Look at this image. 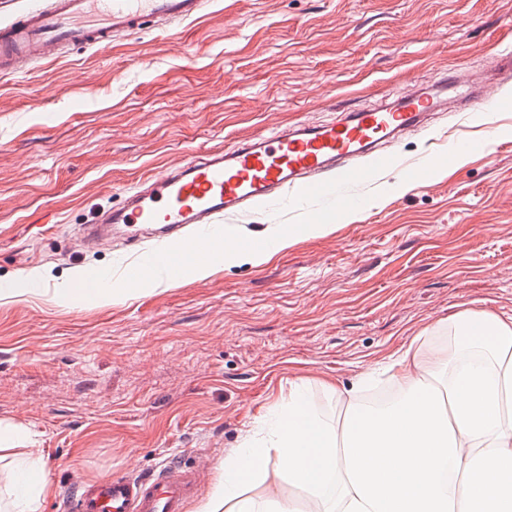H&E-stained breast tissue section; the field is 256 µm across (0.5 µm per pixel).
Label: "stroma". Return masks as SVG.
Segmentation results:
<instances>
[{
	"label": "stroma",
	"instance_id": "1",
	"mask_svg": "<svg viewBox=\"0 0 512 512\" xmlns=\"http://www.w3.org/2000/svg\"><path fill=\"white\" fill-rule=\"evenodd\" d=\"M512 44V0H205L199 19L145 25L105 47L0 73V289L35 275L41 292L0 300V423L43 448L55 486L41 512H67L71 477L92 484L167 463L214 483L235 447L291 384L324 419L348 386L408 337L463 309L512 312V81L485 110L431 124L500 135L464 165L411 160L343 215L287 197L255 212L237 244L274 223L333 229L297 236L258 264L213 259L204 280L168 289L122 281L128 299L62 300L76 273L112 270L136 243L83 242L97 211L121 206L145 176L196 151L233 146L300 121L321 122L431 80L451 67L490 74Z\"/></svg>",
	"mask_w": 512,
	"mask_h": 512
}]
</instances>
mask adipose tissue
Here are the masks:
<instances>
[{"mask_svg": "<svg viewBox=\"0 0 512 512\" xmlns=\"http://www.w3.org/2000/svg\"><path fill=\"white\" fill-rule=\"evenodd\" d=\"M450 326L453 349L432 363L412 341L389 355L399 397L384 407L333 384L329 423L296 385L225 451L195 512H512V315L465 309ZM25 438L0 428V461L26 474L0 512H40L53 493Z\"/></svg>", "mask_w": 512, "mask_h": 512, "instance_id": "ef3b65f1", "label": "adipose tissue"}]
</instances>
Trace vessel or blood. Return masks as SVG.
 <instances>
[{
  "label": "vessel or blood",
  "instance_id": "1",
  "mask_svg": "<svg viewBox=\"0 0 512 512\" xmlns=\"http://www.w3.org/2000/svg\"><path fill=\"white\" fill-rule=\"evenodd\" d=\"M204 0H51L0 23V68L16 70L56 59L67 46L103 47L145 22L195 18ZM481 83L451 69L396 100L338 115L323 123L290 126L259 134L228 149L196 155L187 165L145 178L122 206L93 219L94 226H123L140 240H170L175 251L141 250L133 275L162 271L168 280L183 274V256L205 257L207 232L217 222L248 217L284 192H304L337 208L364 207L357 186L390 164L388 146L411 131L428 129V119L457 103L468 116L483 101ZM199 471L167 466L146 476L109 477L77 486L75 512H184Z\"/></svg>",
  "mask_w": 512,
  "mask_h": 512
}]
</instances>
